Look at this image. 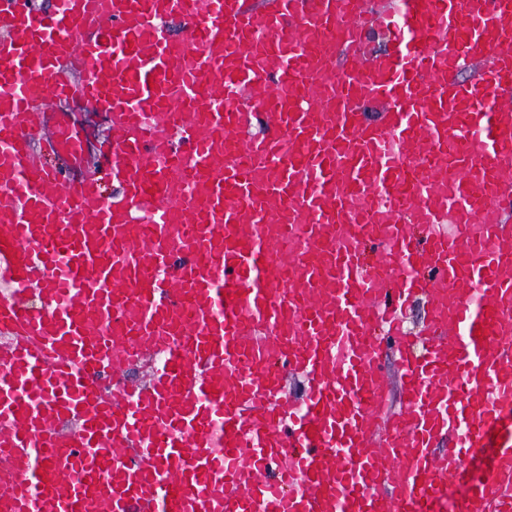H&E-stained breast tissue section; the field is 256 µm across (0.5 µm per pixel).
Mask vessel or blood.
I'll list each match as a JSON object with an SVG mask.
<instances>
[{"label":"vessel or blood","mask_w":512,"mask_h":512,"mask_svg":"<svg viewBox=\"0 0 512 512\" xmlns=\"http://www.w3.org/2000/svg\"><path fill=\"white\" fill-rule=\"evenodd\" d=\"M0 30V512H445L487 450L456 512H512V0H0ZM51 97L108 114L120 198L34 151L85 161ZM489 459L490 451L487 450L468 464L465 479L448 494V506L445 512H453L454 503L463 498L470 487L481 478L489 464Z\"/></svg>","instance_id":"1"}]
</instances>
